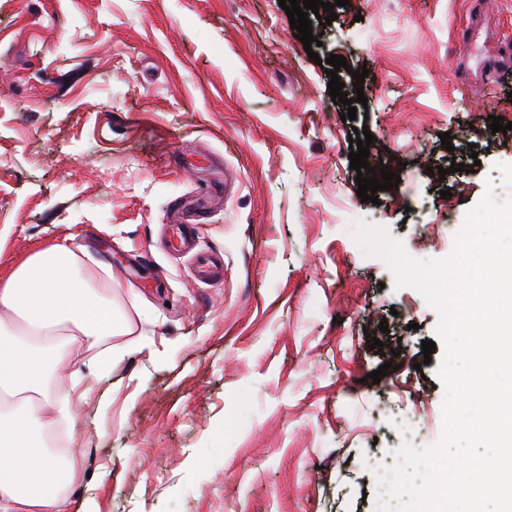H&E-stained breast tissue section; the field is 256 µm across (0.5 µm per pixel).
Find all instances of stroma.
<instances>
[{"label": "stroma", "instance_id": "1", "mask_svg": "<svg viewBox=\"0 0 512 512\" xmlns=\"http://www.w3.org/2000/svg\"><path fill=\"white\" fill-rule=\"evenodd\" d=\"M335 12L312 27V59L279 0H0V279L52 244L110 262L89 285L144 344L86 374L89 398L62 425L84 451L75 503L378 512L400 419L427 401L419 443L439 439L444 349L422 354L438 312L352 230L371 217L441 260L486 192L512 196V130L489 128L512 123V71L474 85L456 67L476 16L512 43V0ZM333 54L348 98L367 99L352 123L318 64ZM363 127L369 166L401 177L374 203L348 158ZM176 220L223 256V280L200 282L170 249Z\"/></svg>", "mask_w": 512, "mask_h": 512}]
</instances>
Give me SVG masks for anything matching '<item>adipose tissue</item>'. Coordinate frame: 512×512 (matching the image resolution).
I'll return each instance as SVG.
<instances>
[{"label": "adipose tissue", "instance_id": "obj_1", "mask_svg": "<svg viewBox=\"0 0 512 512\" xmlns=\"http://www.w3.org/2000/svg\"><path fill=\"white\" fill-rule=\"evenodd\" d=\"M91 270L56 244L35 252L0 280V512H74L70 486L82 482L81 449L66 465L43 433L70 419L87 397L83 373L111 367L127 352L115 337L131 323L89 288ZM89 350L83 369L70 370L76 351ZM54 379L55 393L44 390Z\"/></svg>", "mask_w": 512, "mask_h": 512}]
</instances>
